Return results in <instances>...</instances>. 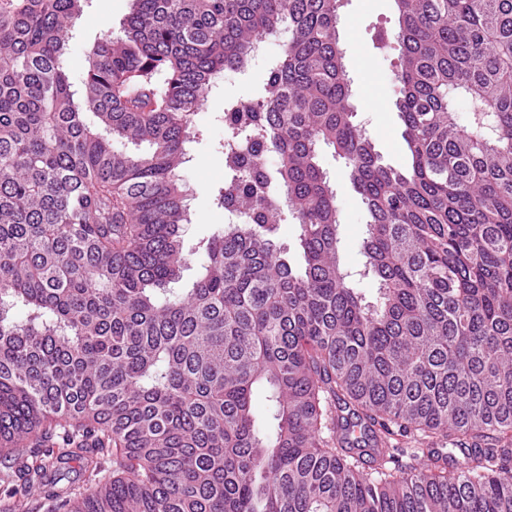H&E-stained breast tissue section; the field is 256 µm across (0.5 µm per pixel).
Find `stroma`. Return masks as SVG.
<instances>
[{
	"mask_svg": "<svg viewBox=\"0 0 512 512\" xmlns=\"http://www.w3.org/2000/svg\"><path fill=\"white\" fill-rule=\"evenodd\" d=\"M131 8V0H91L78 18L72 48L67 58L73 81H81L87 67V53L106 36H119ZM398 29L393 0H341L338 31L344 64L358 104L357 123L362 126L383 160L394 166L407 162L404 126L394 101L399 90L396 80V51L390 50ZM288 43L287 32L268 35L262 61L244 73L228 71L213 84L187 145V160L182 169L193 190L190 198L191 222L182 234L186 265L181 287H191L199 274L198 243L210 237L228 221L223 208L216 205L213 191L224 182V125L220 117L225 100L243 96L265 77L267 59L280 55ZM320 162L336 191L340 229L343 238L342 262L346 269L358 271L363 264L360 252L368 215L352 188L349 170L333 149L322 148Z\"/></svg>",
	"mask_w": 512,
	"mask_h": 512,
	"instance_id": "1",
	"label": "stroma"
}]
</instances>
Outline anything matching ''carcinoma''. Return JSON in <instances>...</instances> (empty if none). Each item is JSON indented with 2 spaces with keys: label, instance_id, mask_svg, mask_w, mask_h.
<instances>
[{
  "label": "carcinoma",
  "instance_id": "1",
  "mask_svg": "<svg viewBox=\"0 0 512 512\" xmlns=\"http://www.w3.org/2000/svg\"><path fill=\"white\" fill-rule=\"evenodd\" d=\"M84 2L0 0V512H512V0H395L404 168L354 122L339 0H133L78 90ZM276 29L224 103L231 222L175 289L194 116ZM321 167L327 172L336 191L340 229L343 238L342 262L351 271L362 268L360 247L365 237L368 215L366 207L351 186L349 169L332 148L323 147L320 152Z\"/></svg>",
  "mask_w": 512,
  "mask_h": 512
}]
</instances>
